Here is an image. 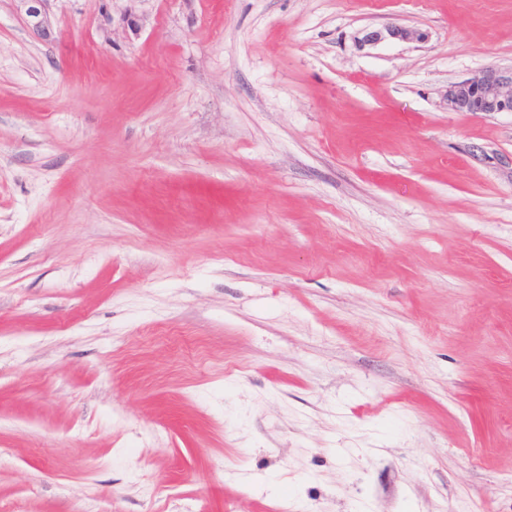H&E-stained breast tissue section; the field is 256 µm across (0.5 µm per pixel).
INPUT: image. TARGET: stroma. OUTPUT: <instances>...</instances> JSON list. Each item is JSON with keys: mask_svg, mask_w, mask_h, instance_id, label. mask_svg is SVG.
<instances>
[{"mask_svg": "<svg viewBox=\"0 0 512 512\" xmlns=\"http://www.w3.org/2000/svg\"><path fill=\"white\" fill-rule=\"evenodd\" d=\"M46 12L0 0V512H512V113L445 96L512 0ZM23 3H27L25 10L26 16L28 17V24L38 35L49 38L50 31L48 28L47 18L45 11L43 12V6L48 0H18ZM428 33L420 28L403 25H387L382 29L367 32L360 39L362 45H376L386 40L402 42H422Z\"/></svg>", "mask_w": 512, "mask_h": 512, "instance_id": "obj_1", "label": "stroma"}]
</instances>
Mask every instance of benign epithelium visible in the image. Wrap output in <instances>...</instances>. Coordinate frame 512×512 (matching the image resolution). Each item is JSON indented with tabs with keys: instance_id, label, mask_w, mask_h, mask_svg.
Instances as JSON below:
<instances>
[{
	"instance_id": "7a95c632",
	"label": "benign epithelium",
	"mask_w": 512,
	"mask_h": 512,
	"mask_svg": "<svg viewBox=\"0 0 512 512\" xmlns=\"http://www.w3.org/2000/svg\"><path fill=\"white\" fill-rule=\"evenodd\" d=\"M27 4L28 24L38 35L48 38L46 13L43 6L47 0H21ZM428 33L420 28L403 25H387L367 32L361 38L362 45H376L386 40L422 42ZM448 110L452 112H511L512 113V69L505 71L488 68L478 76L454 82L446 91Z\"/></svg>"
}]
</instances>
